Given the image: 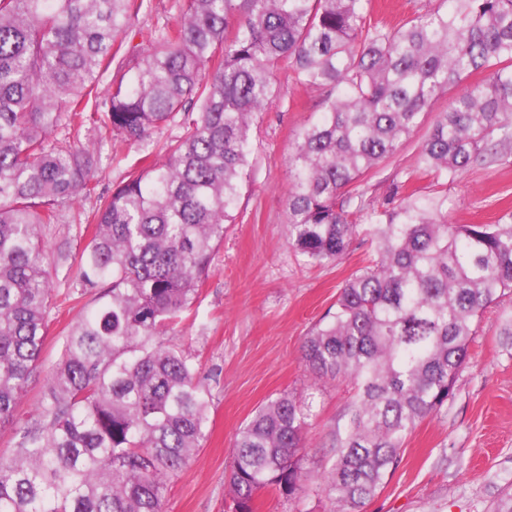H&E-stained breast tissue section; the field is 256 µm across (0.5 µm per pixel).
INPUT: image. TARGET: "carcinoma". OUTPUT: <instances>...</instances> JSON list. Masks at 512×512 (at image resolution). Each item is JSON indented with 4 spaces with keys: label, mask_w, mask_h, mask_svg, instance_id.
Listing matches in <instances>:
<instances>
[{
    "label": "carcinoma",
    "mask_w": 512,
    "mask_h": 512,
    "mask_svg": "<svg viewBox=\"0 0 512 512\" xmlns=\"http://www.w3.org/2000/svg\"><path fill=\"white\" fill-rule=\"evenodd\" d=\"M150 0H0V426L37 369L55 305L46 231L94 193L105 129L139 155L97 196L78 281L94 306L68 332L39 417L0 457V512H164L168 480L201 447L211 393L164 339L197 302L250 177L254 117L281 95L277 71L321 95L288 148V243L341 258L371 203L355 184L435 113L421 169L453 180L512 162V0H427L399 24L371 0H183L172 23L137 27ZM148 48L123 51L130 31ZM112 78L105 89L100 82ZM181 132L158 157L156 130ZM446 198L407 195L365 228L377 258L349 278L305 338L320 377L354 389L333 430L322 492L359 512L424 418L454 395L475 323L512 290V212L450 224ZM312 403L281 394L238 432L230 492L307 490L300 466Z\"/></svg>",
    "instance_id": "cac0c4a2"
}]
</instances>
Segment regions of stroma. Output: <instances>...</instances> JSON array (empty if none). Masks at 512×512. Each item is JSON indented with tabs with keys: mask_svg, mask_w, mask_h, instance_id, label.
Segmentation results:
<instances>
[{
	"mask_svg": "<svg viewBox=\"0 0 512 512\" xmlns=\"http://www.w3.org/2000/svg\"><path fill=\"white\" fill-rule=\"evenodd\" d=\"M282 100L255 117L251 179L240 200L237 220L227 225L212 268L192 313L168 336L200 365L199 377L212 394L210 427L196 455L168 484L165 512H231L229 475L240 427L268 398L283 393L312 397L301 465L309 481L302 501L264 489L254 512H330L321 478L330 457L329 438L353 392L340 378L317 377L303 358L306 336L330 320L345 282L375 255V246L357 234L338 261H304L288 247V146L313 121L319 96L281 71ZM439 99L425 115L416 139L405 143L358 191L375 210L391 208L393 189L425 198L447 197L452 224H493L512 210V165L475 166L455 181L440 184L419 171L418 140L425 137ZM98 158L99 190L113 189L125 177L127 148L110 134L82 130ZM95 197H81L63 210V221L47 236L56 267L52 286L61 297L49 314V334L36 371L18 405L13 423L0 427V457H11L19 432L39 416L47 377L59 347L93 305L92 296L70 300L79 255L86 244L74 215L91 216ZM512 316V294L487 307L476 324L469 360L454 397L441 411L424 418L408 437L397 467L361 512H488L512 489V356L498 336Z\"/></svg>",
	"mask_w": 512,
	"mask_h": 512,
	"instance_id": "35a3bbf8",
	"label": "stroma"
}]
</instances>
